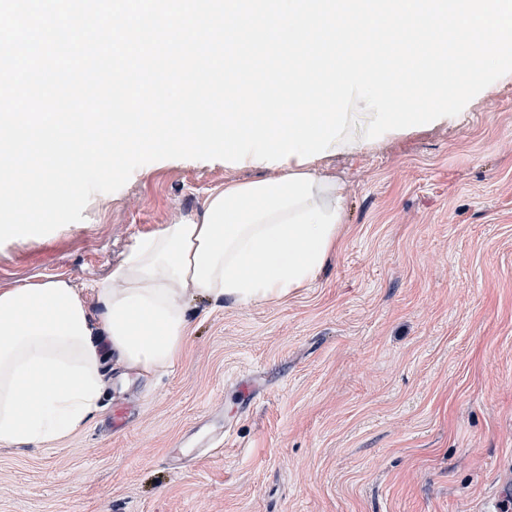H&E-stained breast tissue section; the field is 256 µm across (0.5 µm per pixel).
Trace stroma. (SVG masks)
<instances>
[{"instance_id":"stroma-1","label":"stroma","mask_w":512,"mask_h":512,"mask_svg":"<svg viewBox=\"0 0 512 512\" xmlns=\"http://www.w3.org/2000/svg\"><path fill=\"white\" fill-rule=\"evenodd\" d=\"M328 169L347 222L313 285L246 308L196 301L173 367H106L83 430L0 446V512H487L512 481V77L455 123ZM265 176L145 164L81 221L0 244V290L86 287L225 181Z\"/></svg>"}]
</instances>
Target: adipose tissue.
<instances>
[{"label": "adipose tissue", "mask_w": 512, "mask_h": 512, "mask_svg": "<svg viewBox=\"0 0 512 512\" xmlns=\"http://www.w3.org/2000/svg\"><path fill=\"white\" fill-rule=\"evenodd\" d=\"M347 219L345 185L297 157L229 181L201 212L137 239L86 289L51 278L0 290V445H43L100 410L102 366L142 376L181 355L203 297L239 307L313 284Z\"/></svg>", "instance_id": "obj_1"}]
</instances>
